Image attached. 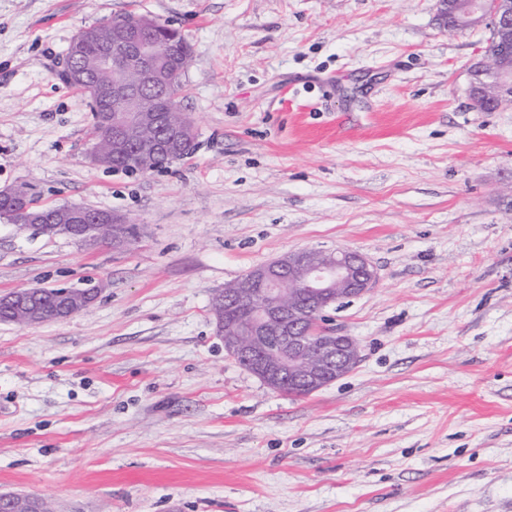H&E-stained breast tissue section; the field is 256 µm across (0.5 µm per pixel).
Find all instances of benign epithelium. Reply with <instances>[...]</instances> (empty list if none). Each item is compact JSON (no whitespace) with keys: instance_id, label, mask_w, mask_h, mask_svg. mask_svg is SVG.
Segmentation results:
<instances>
[{"instance_id":"benign-epithelium-1","label":"benign epithelium","mask_w":512,"mask_h":512,"mask_svg":"<svg viewBox=\"0 0 512 512\" xmlns=\"http://www.w3.org/2000/svg\"><path fill=\"white\" fill-rule=\"evenodd\" d=\"M443 14L456 28L486 25L504 42H512V0H440ZM148 16L134 12L112 15L104 26L112 30L113 51L105 54L96 68L109 74L112 83V111L104 113V132L119 148L132 143L142 156L171 155L179 140L196 137L193 122L185 118L175 136L166 133L168 123L162 111L144 107L147 90L166 89L177 78L167 64L160 44L143 36L150 28ZM91 27L78 29L70 44L71 54L62 64L67 78H83L78 58L80 46L93 38ZM468 96L471 107L485 111L489 98L498 103L512 102V54H496L471 64ZM26 222L32 229L51 225L56 236H63L87 249L110 244L127 247L131 237L121 231L105 235L106 225L122 228L126 216L100 213L91 208L63 205L51 213L28 211ZM377 273L369 259L348 250L323 252L300 250L255 268L226 284L233 289L224 303V351L238 365L273 389L282 380L293 381L312 394L350 373L360 362L358 341L327 323V306L360 296L371 290ZM59 311L44 315L30 305L27 290L18 289L6 297L15 302L21 318L32 325L63 320L90 307L100 293L92 282L76 287L51 290ZM246 306L247 314L233 318L227 314L232 303ZM21 507L24 512H41L42 500L0 494V505Z\"/></svg>"}]
</instances>
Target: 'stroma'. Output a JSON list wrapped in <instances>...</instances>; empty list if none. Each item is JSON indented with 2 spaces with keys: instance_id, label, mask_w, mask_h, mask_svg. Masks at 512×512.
<instances>
[{
  "instance_id": "stroma-1",
  "label": "stroma",
  "mask_w": 512,
  "mask_h": 512,
  "mask_svg": "<svg viewBox=\"0 0 512 512\" xmlns=\"http://www.w3.org/2000/svg\"><path fill=\"white\" fill-rule=\"evenodd\" d=\"M134 11L192 47L196 147L88 163L78 28ZM486 27L438 0H0V190L128 216L124 250L0 219V294L101 286L0 322V493L53 512H512V107L474 111ZM353 250L327 310L359 364L303 398L228 358L212 301L289 252ZM95 35L96 31L92 27L80 28L73 35L69 48L71 54L67 58L66 62H63L62 64V69L64 68L67 78L72 80H82L84 67L79 61L78 51L85 41L93 38ZM82 288V289H78ZM49 288H29L30 302L42 309L45 313H51L55 309L53 298L47 294ZM53 297L59 306V311L52 316L47 317L40 310L30 305L27 289H18L10 292L8 295L0 297V303L5 299H12L15 302V309L18 310L21 318L28 321L31 325L41 324L51 320H63L72 314L80 312L90 307L100 293L98 284L93 282L84 283L83 287H70L50 289ZM15 309L1 306L0 321L13 323L12 317Z\"/></svg>"
}]
</instances>
